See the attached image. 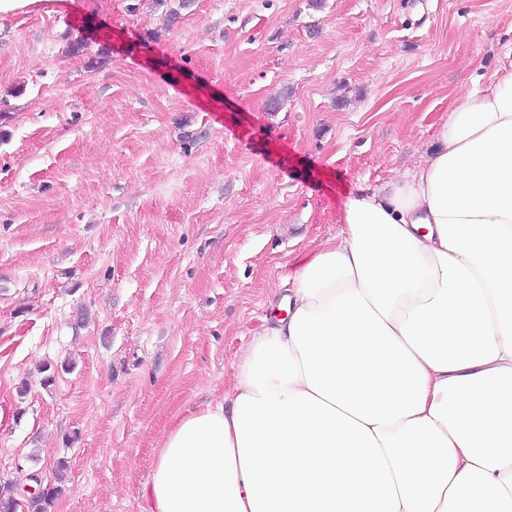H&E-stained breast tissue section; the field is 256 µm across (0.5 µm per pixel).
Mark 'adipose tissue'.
Wrapping results in <instances>:
<instances>
[{
	"mask_svg": "<svg viewBox=\"0 0 512 512\" xmlns=\"http://www.w3.org/2000/svg\"><path fill=\"white\" fill-rule=\"evenodd\" d=\"M437 139L348 196L146 512H512V64Z\"/></svg>",
	"mask_w": 512,
	"mask_h": 512,
	"instance_id": "obj_1",
	"label": "adipose tissue"
}]
</instances>
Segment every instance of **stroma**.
Masks as SVG:
<instances>
[{"label":"stroma","mask_w":512,"mask_h":512,"mask_svg":"<svg viewBox=\"0 0 512 512\" xmlns=\"http://www.w3.org/2000/svg\"><path fill=\"white\" fill-rule=\"evenodd\" d=\"M512 51V0H38L0 19V483L144 512L360 186ZM288 98L279 110L270 101Z\"/></svg>","instance_id":"stroma-1"}]
</instances>
